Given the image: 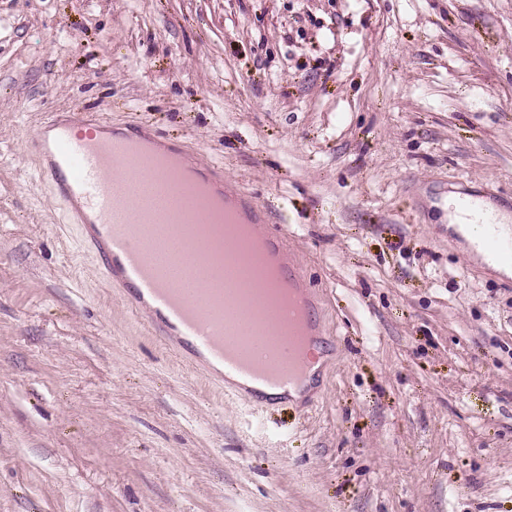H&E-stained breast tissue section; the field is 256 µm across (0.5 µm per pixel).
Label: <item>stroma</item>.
<instances>
[{
	"label": "stroma",
	"mask_w": 512,
	"mask_h": 512,
	"mask_svg": "<svg viewBox=\"0 0 512 512\" xmlns=\"http://www.w3.org/2000/svg\"><path fill=\"white\" fill-rule=\"evenodd\" d=\"M172 139L271 207L323 320L302 399L190 373L33 147ZM512 0H0V512H512ZM478 204L476 218L481 214L493 215L501 223L506 225L491 224L483 221H476L472 224H465L461 228L463 231H469L474 226L479 227L475 231L474 243L472 249L476 256L484 263H496L507 266L512 271V225L508 224L505 218H500L499 214L489 209L481 201L475 200Z\"/></svg>",
	"instance_id": "obj_1"
}]
</instances>
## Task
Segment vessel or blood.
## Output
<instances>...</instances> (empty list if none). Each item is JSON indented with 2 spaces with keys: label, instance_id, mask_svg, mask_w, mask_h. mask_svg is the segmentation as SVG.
Segmentation results:
<instances>
[{
  "label": "vessel or blood",
  "instance_id": "1",
  "mask_svg": "<svg viewBox=\"0 0 512 512\" xmlns=\"http://www.w3.org/2000/svg\"><path fill=\"white\" fill-rule=\"evenodd\" d=\"M147 138L115 134L97 116L83 124L48 114L37 142L43 172L58 196L78 213L86 249L108 280L130 288L134 301L151 300L150 327L159 338L178 337L186 349L209 353L225 368L273 389H289L308 366L299 352L285 361H260L252 347L262 336L281 331L280 318L259 313L241 302L250 287L243 277L224 279L223 262L201 255L206 237H187L173 222L172 197L179 181H165L167 197L158 201L126 191V162L136 149L153 148ZM234 206L259 227L268 249L281 254L286 237L268 218V209L251 196ZM189 240L190 259L176 268L153 263L149 251L158 243ZM473 249L477 257L512 269V225L479 222Z\"/></svg>",
  "mask_w": 512,
  "mask_h": 512
}]
</instances>
